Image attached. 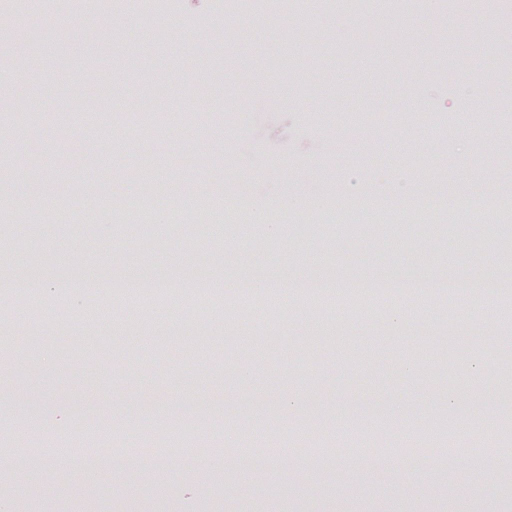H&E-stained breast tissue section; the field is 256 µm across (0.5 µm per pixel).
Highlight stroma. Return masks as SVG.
I'll use <instances>...</instances> for the list:
<instances>
[{"label":"stroma","mask_w":512,"mask_h":512,"mask_svg":"<svg viewBox=\"0 0 512 512\" xmlns=\"http://www.w3.org/2000/svg\"><path fill=\"white\" fill-rule=\"evenodd\" d=\"M0 405L5 431L60 438L115 406L129 434L156 427L158 404L241 409L250 436H282L309 421L372 432L394 423L428 427L440 412L496 439L490 416L512 412L499 385L512 378V320L475 309L473 331L437 340V308L413 313L416 340L384 336L354 314L327 335L326 314L294 309L206 334L184 316L164 334L153 314L116 305L115 324H88V294L56 313L47 268L78 273L111 293L116 281L177 279L186 269L216 279L277 284L299 276L343 278L354 266L420 275L429 296L448 280L512 282V224H321L312 236L288 224H168L170 202L252 187L269 200L343 198L372 180H404L426 193L512 195V0H427L381 9L372 20L326 0H277L263 15L248 0H168L161 14L132 7L89 28L43 0L13 17L0 0ZM479 80L478 94L470 83ZM147 107L179 111L174 128H147ZM34 107L55 123L20 125ZM95 110L88 129L72 113ZM164 182L148 249L136 216L101 215L83 231L75 199L115 195L142 177ZM28 242L12 248L15 238ZM44 273L50 299L40 321L14 300ZM0 503L25 512H512V465L454 457L438 466L404 456L344 458L325 466L284 454L246 468L227 458L209 469L188 453L110 463L46 465L0 457Z\"/></svg>","instance_id":"35a3bbf8"}]
</instances>
